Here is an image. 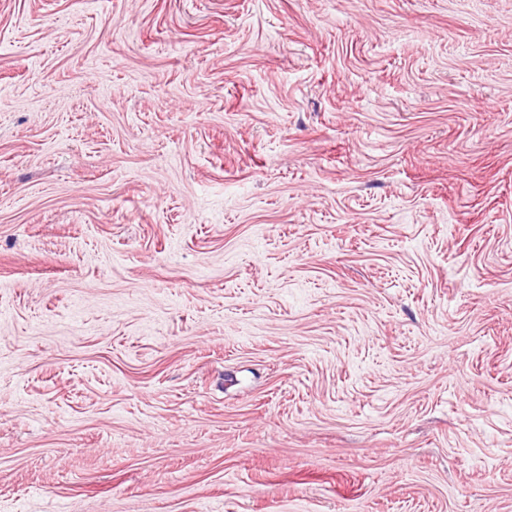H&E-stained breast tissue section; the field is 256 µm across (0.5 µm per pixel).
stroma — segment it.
<instances>
[{
  "label": "stroma",
  "instance_id": "stroma-1",
  "mask_svg": "<svg viewBox=\"0 0 512 512\" xmlns=\"http://www.w3.org/2000/svg\"><path fill=\"white\" fill-rule=\"evenodd\" d=\"M0 512H512V0H0Z\"/></svg>",
  "mask_w": 512,
  "mask_h": 512
}]
</instances>
